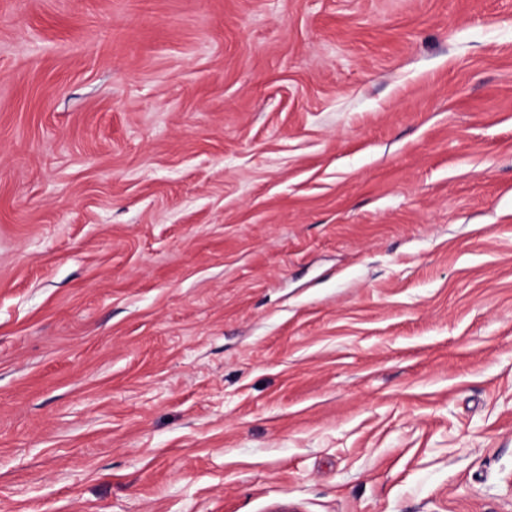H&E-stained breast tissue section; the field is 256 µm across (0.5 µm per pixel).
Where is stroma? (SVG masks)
<instances>
[{
	"label": "stroma",
	"mask_w": 512,
	"mask_h": 512,
	"mask_svg": "<svg viewBox=\"0 0 512 512\" xmlns=\"http://www.w3.org/2000/svg\"><path fill=\"white\" fill-rule=\"evenodd\" d=\"M0 512H512V0H0Z\"/></svg>",
	"instance_id": "1"
}]
</instances>
